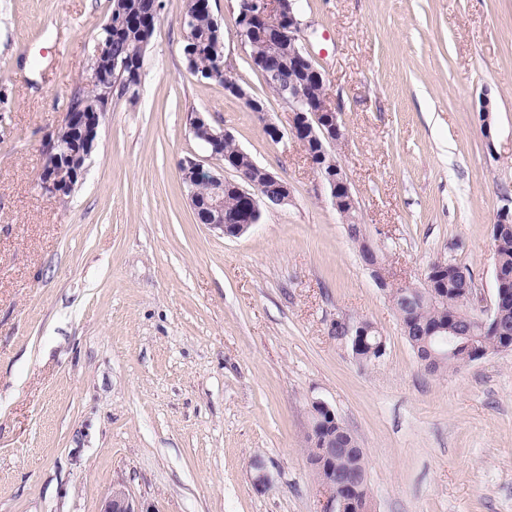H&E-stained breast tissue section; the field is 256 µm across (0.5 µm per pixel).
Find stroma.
Returning a JSON list of instances; mask_svg holds the SVG:
<instances>
[{
    "instance_id": "35a3bbf8",
    "label": "stroma",
    "mask_w": 512,
    "mask_h": 512,
    "mask_svg": "<svg viewBox=\"0 0 512 512\" xmlns=\"http://www.w3.org/2000/svg\"><path fill=\"white\" fill-rule=\"evenodd\" d=\"M185 4L161 0L138 84L113 93L60 199L40 185L43 143L90 88L111 0H0V512H99L116 484L149 512H322L317 400L365 450L372 512H512V350L421 369L305 148L266 134L290 112L251 64L236 0L211 10L263 120L189 72ZM292 4L387 281L450 261L486 305L512 201V0ZM192 112L291 189L242 237L195 220L180 162L235 174ZM339 317L378 327L379 362L332 335Z\"/></svg>"
}]
</instances>
